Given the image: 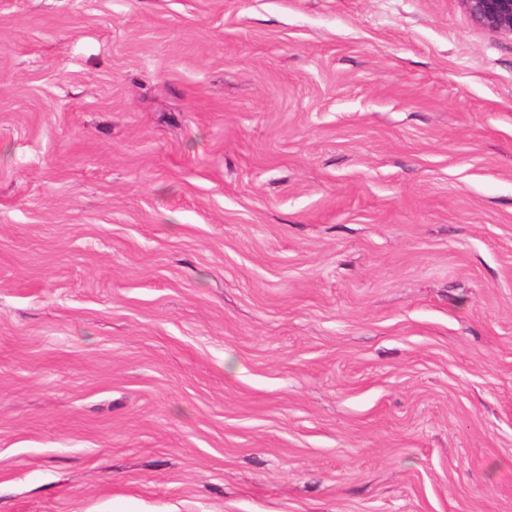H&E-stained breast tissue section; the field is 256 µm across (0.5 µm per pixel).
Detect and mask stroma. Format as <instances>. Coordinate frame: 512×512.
<instances>
[{"mask_svg": "<svg viewBox=\"0 0 512 512\" xmlns=\"http://www.w3.org/2000/svg\"><path fill=\"white\" fill-rule=\"evenodd\" d=\"M0 512H512V37L0 0Z\"/></svg>", "mask_w": 512, "mask_h": 512, "instance_id": "obj_1", "label": "stroma"}]
</instances>
